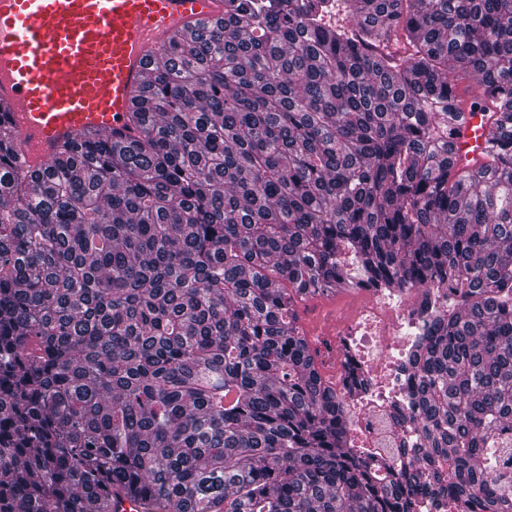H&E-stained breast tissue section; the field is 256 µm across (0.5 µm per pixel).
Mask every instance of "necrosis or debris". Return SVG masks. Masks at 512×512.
<instances>
[{
    "instance_id": "necrosis-or-debris-1",
    "label": "necrosis or debris",
    "mask_w": 512,
    "mask_h": 512,
    "mask_svg": "<svg viewBox=\"0 0 512 512\" xmlns=\"http://www.w3.org/2000/svg\"><path fill=\"white\" fill-rule=\"evenodd\" d=\"M319 318L336 341L358 349L367 371L368 392L345 405L358 447L395 448L409 441L410 429L394 422L392 408L413 389L407 358L423 333L425 313L404 295L377 290L323 310Z\"/></svg>"
}]
</instances>
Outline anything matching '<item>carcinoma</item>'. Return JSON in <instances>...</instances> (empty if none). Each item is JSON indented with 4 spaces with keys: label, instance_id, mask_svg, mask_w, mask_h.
<instances>
[{
    "label": "carcinoma",
    "instance_id": "obj_1",
    "mask_svg": "<svg viewBox=\"0 0 512 512\" xmlns=\"http://www.w3.org/2000/svg\"><path fill=\"white\" fill-rule=\"evenodd\" d=\"M130 120L40 170L0 133V512H512V0H224ZM339 284L453 298L383 473L295 325ZM459 121L461 136L456 141V161L460 168H465L468 160L479 158L480 148L476 151L475 146H484L487 133L484 127L475 129L480 124L481 118L480 112L473 107L465 108Z\"/></svg>",
    "mask_w": 512,
    "mask_h": 512
}]
</instances>
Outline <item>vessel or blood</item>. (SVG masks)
Segmentation results:
<instances>
[{"mask_svg":"<svg viewBox=\"0 0 512 512\" xmlns=\"http://www.w3.org/2000/svg\"><path fill=\"white\" fill-rule=\"evenodd\" d=\"M223 18L224 0H0V126L34 169L85 133L132 139L134 92L156 55ZM480 121L461 114L458 166L484 143Z\"/></svg>","mask_w":512,"mask_h":512,"instance_id":"obj_1","label":"vessel or blood"}]
</instances>
